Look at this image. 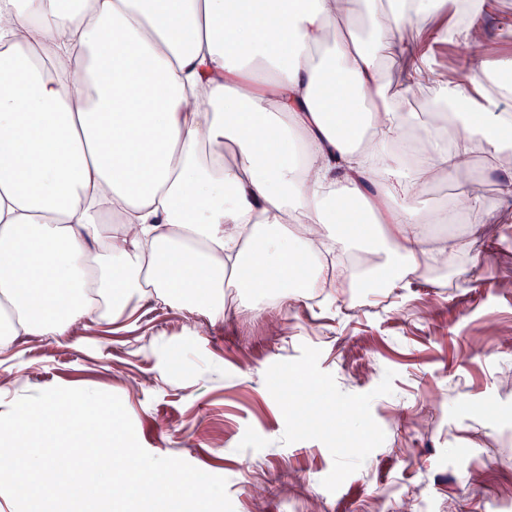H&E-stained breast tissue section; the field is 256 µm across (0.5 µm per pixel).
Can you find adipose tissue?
<instances>
[{"label": "adipose tissue", "mask_w": 512, "mask_h": 512, "mask_svg": "<svg viewBox=\"0 0 512 512\" xmlns=\"http://www.w3.org/2000/svg\"><path fill=\"white\" fill-rule=\"evenodd\" d=\"M443 3L0 0V356L135 300L213 325L237 288L260 315L326 287L323 254L356 245L385 255L359 287L404 288L494 234L512 210L472 192L455 198L480 216L465 237L432 234L420 203L477 153L512 181V113L486 68L435 79L431 44L402 36L448 32ZM425 77L427 119L384 92Z\"/></svg>", "instance_id": "adipose-tissue-1"}]
</instances>
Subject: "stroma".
Here are the masks:
<instances>
[{
    "label": "stroma",
    "instance_id": "obj_1",
    "mask_svg": "<svg viewBox=\"0 0 512 512\" xmlns=\"http://www.w3.org/2000/svg\"><path fill=\"white\" fill-rule=\"evenodd\" d=\"M512 0L473 19L479 36L436 44L435 70L483 61L512 68L501 28ZM512 205L492 159L424 192L445 228L462 189ZM23 370L0 363V404L55 386L119 396L140 444L224 477L234 512H504L512 502V223L457 255L447 271L374 294L332 291L292 307L249 309L188 325L165 304H140L79 344H20ZM352 411L349 426L301 424L288 396ZM253 459L250 471L242 458Z\"/></svg>",
    "mask_w": 512,
    "mask_h": 512
}]
</instances>
